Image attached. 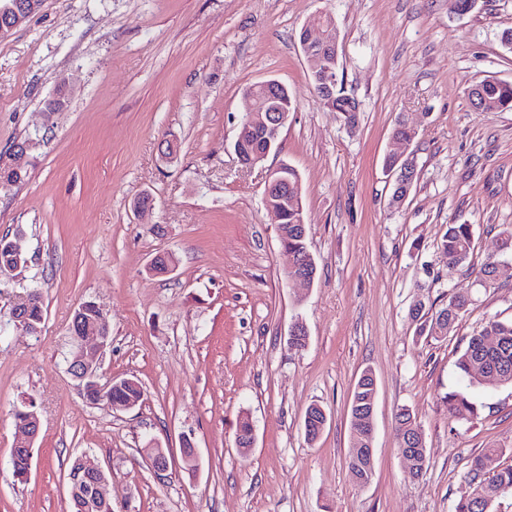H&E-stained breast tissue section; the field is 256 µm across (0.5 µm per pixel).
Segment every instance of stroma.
<instances>
[{
  "label": "stroma",
  "instance_id": "1",
  "mask_svg": "<svg viewBox=\"0 0 512 512\" xmlns=\"http://www.w3.org/2000/svg\"><path fill=\"white\" fill-rule=\"evenodd\" d=\"M329 11L340 35L344 90L360 105L348 127L312 91L298 42ZM512 0H44L0 40V155L19 156L24 182L0 186V235L28 266L0 278V512H69L67 474L84 457L112 478L115 512H454L474 459L512 464V385L463 378L456 360L474 330L512 322V280L482 286L478 267L512 264L499 233L512 225V110L481 112L469 89L512 81ZM274 78L298 107L263 164L243 170L233 142L244 89ZM59 111H46L58 87ZM415 128L416 178L391 205L387 155L396 118ZM178 144L165 156L161 144ZM296 169L313 284L287 281L292 262L264 206L268 169ZM153 200L147 218L133 202ZM471 225L472 268L449 266L440 240ZM173 271L150 272L161 253ZM41 289L38 334L11 308ZM473 303L440 341L417 334L416 302ZM101 305L112 347L103 377L138 380L128 411L85 402L67 371L78 306ZM303 321L309 340L292 349ZM371 369L374 469L358 483L345 460L349 399ZM466 394L477 419L448 415ZM40 420L26 480L12 475L14 410ZM329 422L308 441L304 413ZM410 408L429 465L407 478L395 416ZM249 419L253 447L236 443ZM192 435L196 471L182 461ZM169 469L155 475L149 445ZM498 454H489V447Z\"/></svg>",
  "mask_w": 512,
  "mask_h": 512
}]
</instances>
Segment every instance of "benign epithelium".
I'll return each instance as SVG.
<instances>
[{
  "label": "benign epithelium",
  "instance_id": "benign-epithelium-1",
  "mask_svg": "<svg viewBox=\"0 0 512 512\" xmlns=\"http://www.w3.org/2000/svg\"><path fill=\"white\" fill-rule=\"evenodd\" d=\"M3 10L13 16V24L0 27V37H6L14 29L20 27L30 16L34 7L22 0H10ZM325 12L315 14L299 33L301 50L309 63V73L313 74L316 82V93L321 101L332 107L336 99V89L339 75L336 70V51L338 49L339 34L336 29L325 28L321 17ZM321 31V37L315 39L312 32ZM286 93L285 85L276 79H268L248 86L244 96L250 102V111L242 122L244 130L259 132L265 144V150L250 152L246 150L244 135H239L234 144V152L243 166L252 169L263 162L271 149L272 143L279 139L282 128L288 123L289 112L279 104ZM288 185V164L282 163L270 169L266 175L264 194H269L274 188ZM25 301L17 299L14 304L15 326L25 334H32L34 330L29 325L25 315ZM85 314V304H80L74 313L71 324V334L75 336V347L68 358V373L79 382L82 391L91 390L98 397V401H106L107 391L114 385H120L125 379L113 378L101 382L99 374L100 361L105 352L112 347V335L102 308H97V314L92 324L82 327ZM18 440L17 448H32L33 441L39 431V419L34 411H29V418L16 425ZM148 461L152 469L162 473L168 469V458L163 449L156 447L150 449ZM78 473L94 477L92 494L84 497V507L93 508L100 500L112 497V483L106 472L98 467L90 466L83 458H78Z\"/></svg>",
  "mask_w": 512,
  "mask_h": 512
}]
</instances>
